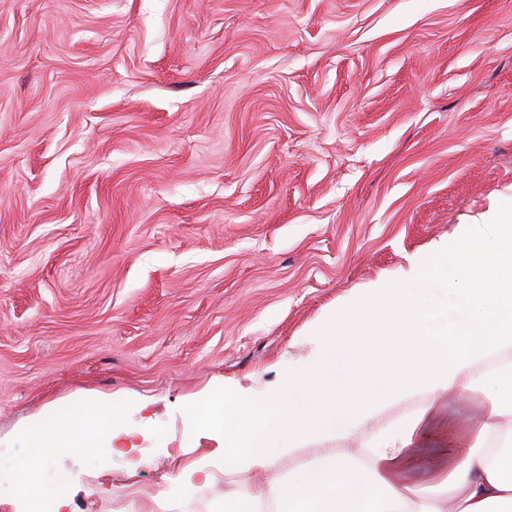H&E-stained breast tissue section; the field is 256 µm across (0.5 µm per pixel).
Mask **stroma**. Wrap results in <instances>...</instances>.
Wrapping results in <instances>:
<instances>
[{
	"label": "stroma",
	"instance_id": "1",
	"mask_svg": "<svg viewBox=\"0 0 512 512\" xmlns=\"http://www.w3.org/2000/svg\"><path fill=\"white\" fill-rule=\"evenodd\" d=\"M510 207L512 0H0V466L227 512L194 399ZM116 399L127 461L24 433Z\"/></svg>",
	"mask_w": 512,
	"mask_h": 512
}]
</instances>
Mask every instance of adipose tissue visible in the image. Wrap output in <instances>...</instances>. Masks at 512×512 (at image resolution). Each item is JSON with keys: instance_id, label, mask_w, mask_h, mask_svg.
I'll return each mask as SVG.
<instances>
[{"instance_id": "ef3b65f1", "label": "adipose tissue", "mask_w": 512, "mask_h": 512, "mask_svg": "<svg viewBox=\"0 0 512 512\" xmlns=\"http://www.w3.org/2000/svg\"><path fill=\"white\" fill-rule=\"evenodd\" d=\"M490 254L489 287L453 291L460 322L452 333L426 335L423 291L379 280L317 321L310 353L263 391L219 385L199 397L198 420L223 432L224 451L184 472V491L217 467L237 479L233 501L244 512H512V209L485 229L463 226L414 257L406 276L446 270L452 255ZM457 393L471 396L469 413L449 411ZM418 395L422 406L355 452L257 481L282 455L347 439L385 406ZM53 425L54 438L39 420L25 429L48 457L114 445L112 428L88 423L76 407L55 413Z\"/></svg>"}]
</instances>
